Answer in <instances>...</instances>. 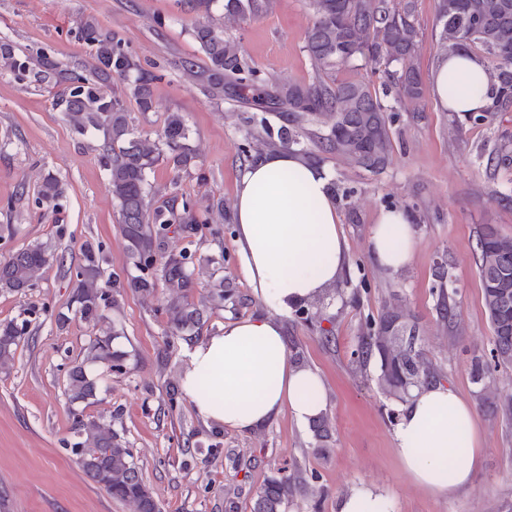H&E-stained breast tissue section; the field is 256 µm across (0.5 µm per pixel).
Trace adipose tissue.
Instances as JSON below:
<instances>
[{
    "mask_svg": "<svg viewBox=\"0 0 512 512\" xmlns=\"http://www.w3.org/2000/svg\"><path fill=\"white\" fill-rule=\"evenodd\" d=\"M483 59H439L432 74L436 102L451 112L487 108L491 99ZM236 243L247 278L270 314L225 324L193 348L182 388L206 421L247 431L282 412L307 423L324 412L321 376L294 364L277 321L321 295L341 277L347 253L327 174L280 150L245 170L235 196ZM371 252L389 271L414 252L406 213L381 211L370 233ZM401 465L428 493L448 497L469 485L480 438L473 406L438 384L413 392L395 432Z\"/></svg>",
    "mask_w": 512,
    "mask_h": 512,
    "instance_id": "obj_1",
    "label": "adipose tissue"
}]
</instances>
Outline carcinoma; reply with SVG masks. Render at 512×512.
Masks as SVG:
<instances>
[{
	"label": "carcinoma",
	"mask_w": 512,
	"mask_h": 512,
	"mask_svg": "<svg viewBox=\"0 0 512 512\" xmlns=\"http://www.w3.org/2000/svg\"><path fill=\"white\" fill-rule=\"evenodd\" d=\"M191 11L202 16L192 36L206 59L202 67L186 61L182 68L216 99L231 91L241 102L258 108L268 104L288 106V121L312 123L317 129L308 138L318 150L347 159L354 166L378 173L392 160L393 117L380 102L376 89L364 81H338L336 69L361 58L370 65L380 61L397 69L387 73L398 98L419 111L424 83L414 65L420 42L415 19V0H309L312 25L305 36L315 78L306 85L268 83L254 73H245L239 45L224 38V21L257 16L273 7L274 0H224L222 12L214 14L217 0H184ZM435 36L440 54L449 56L467 50L488 55L496 64L487 69L491 105L468 113L473 126L489 123L498 112L512 107V0H437ZM81 39L89 46L95 62V79L76 70H59L43 54L34 63L36 75L55 79L64 86L66 120L78 134L89 129L103 132L102 159L109 174L112 196L118 201L123 236L128 252L140 271L152 268L154 243L166 235L168 225L182 224L191 230L196 224L224 223V203L206 206L190 197L172 196L165 207H152L146 174L165 160L173 168L191 165L196 158L187 144L188 129L177 112L167 115L158 140L132 135L123 103L107 94L105 87L119 79L127 82V93L142 112L155 108L153 83L156 76L122 46L112 30L89 21L80 24ZM512 161V140L500 144L487 158L486 167L495 169ZM59 180L47 175L36 201L52 204L62 197ZM54 259V251L42 243L17 251L0 264V289L20 292L33 287L39 272ZM193 256L184 252L165 264V281L182 289L191 283L186 269ZM475 263L482 287L483 304L492 330L491 360H474L471 368L481 397L494 404L503 418L512 420V392L509 382L499 376L512 368V237L501 234L492 224L481 225L476 240ZM99 256L93 246L84 251V263L76 269L78 280L73 296L76 312L98 328L90 342L86 361L109 370L120 366L122 354L112 349V337L120 335L104 318V311L116 306L109 286L101 280ZM173 329L201 324L205 308L190 312L171 301ZM438 318L454 336L465 328L456 291L440 292ZM28 333L27 321L0 325V367L14 360L17 347ZM354 362L361 368L379 357L381 373L378 389L387 397L405 402L416 389L439 380L440 374L419 343L414 316L399 298L383 305L379 318L365 320ZM96 381L84 364L67 372L65 392L71 401L94 395ZM75 441L64 442L88 478L104 488L112 498L132 508V512H160L145 484L132 449L120 443L109 424L95 419L76 418ZM290 493L288 480H273L257 495L252 512H281Z\"/></svg>",
	"instance_id": "cac0c4a2"
}]
</instances>
